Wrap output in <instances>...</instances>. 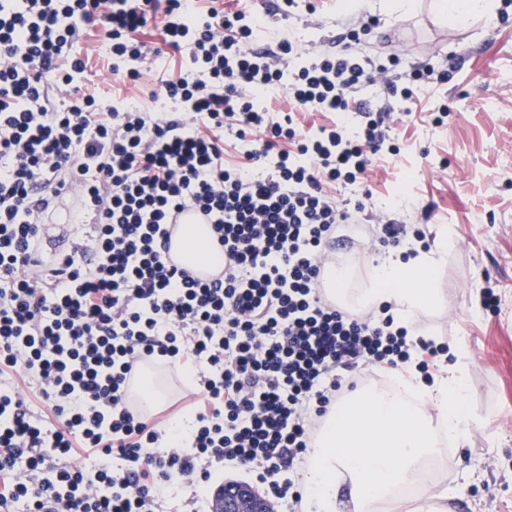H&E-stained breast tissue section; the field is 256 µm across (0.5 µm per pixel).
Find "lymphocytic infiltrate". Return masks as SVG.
I'll list each match as a JSON object with an SVG mask.
<instances>
[{
  "instance_id": "f902f5d3",
  "label": "lymphocytic infiltrate",
  "mask_w": 512,
  "mask_h": 512,
  "mask_svg": "<svg viewBox=\"0 0 512 512\" xmlns=\"http://www.w3.org/2000/svg\"><path fill=\"white\" fill-rule=\"evenodd\" d=\"M98 22L108 70L133 83L149 26L186 50V73L162 82L171 111L87 92L76 47ZM259 34L246 0L231 12L224 0H0V375L22 380L0 389V512H158L172 483L224 461L300 502L278 476L337 396L366 367L412 361L426 376L447 354L389 312L354 315L317 292L337 225L366 209L335 194L396 154L384 116L411 86L349 48L299 52L286 33L244 50ZM377 81L388 101L375 111L359 93ZM274 85L287 107L262 99ZM312 111L334 119L298 135ZM228 137L242 164H225ZM69 191L85 229L45 256V217ZM186 206L211 220L222 281L188 280L166 259L165 227ZM145 358L196 385L188 437L126 406ZM35 397L60 426L35 418Z\"/></svg>"
}]
</instances>
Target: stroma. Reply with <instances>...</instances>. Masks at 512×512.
I'll return each instance as SVG.
<instances>
[{"instance_id":"35a3bbf8","label":"stroma","mask_w":512,"mask_h":512,"mask_svg":"<svg viewBox=\"0 0 512 512\" xmlns=\"http://www.w3.org/2000/svg\"><path fill=\"white\" fill-rule=\"evenodd\" d=\"M389 0H360L346 10L341 0H316L314 10L270 13V31H292L301 51L332 48L349 27L372 21L356 50L377 61L395 56V71H447L448 78L415 89L408 114H392L398 155L373 166L364 187L367 204L385 220L415 224L429 244L442 233L453 242L437 252L442 300L424 307L416 331L463 352L460 366L470 387L476 421L467 441L452 444L440 488L449 512H512V0H496L494 22L473 17L451 23L435 0H414L412 10L389 13ZM93 68L92 92L135 93L155 111L162 77L178 78L185 53L164 49L147 60L136 87L103 69L107 44L91 31L80 44ZM443 124H435L440 111ZM492 289V302L482 299ZM164 410H177L183 429L193 415L186 404L194 389L182 376L158 371Z\"/></svg>"}]
</instances>
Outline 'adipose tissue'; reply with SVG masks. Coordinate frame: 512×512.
<instances>
[{
	"instance_id": "1",
	"label": "adipose tissue",
	"mask_w": 512,
	"mask_h": 512,
	"mask_svg": "<svg viewBox=\"0 0 512 512\" xmlns=\"http://www.w3.org/2000/svg\"><path fill=\"white\" fill-rule=\"evenodd\" d=\"M431 254L390 256L369 264L367 305L391 306L396 325L411 327L417 312L438 301ZM469 389L459 365L432 383L411 365L389 368L386 381L339 400L324 420L306 477L305 498L315 512H340L336 485L349 476L354 512H378L395 491L414 479L423 460L439 454L437 432L465 440L472 420Z\"/></svg>"
}]
</instances>
